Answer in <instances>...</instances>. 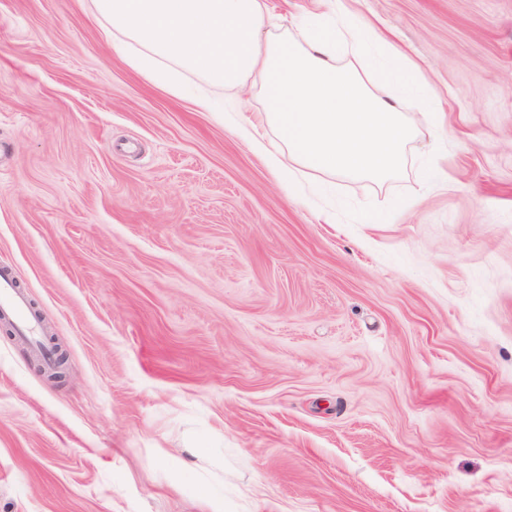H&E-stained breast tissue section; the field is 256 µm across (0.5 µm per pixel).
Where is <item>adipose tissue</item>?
<instances>
[{
	"instance_id": "obj_1",
	"label": "adipose tissue",
	"mask_w": 512,
	"mask_h": 512,
	"mask_svg": "<svg viewBox=\"0 0 512 512\" xmlns=\"http://www.w3.org/2000/svg\"><path fill=\"white\" fill-rule=\"evenodd\" d=\"M140 45L134 66L182 95L184 70L229 89L258 85L265 119L300 167L382 180L418 134L400 94L427 87L406 55L351 18L318 16L289 31L263 0H93Z\"/></svg>"
}]
</instances>
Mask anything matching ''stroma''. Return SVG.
I'll return each instance as SVG.
<instances>
[{"instance_id": "1", "label": "stroma", "mask_w": 512, "mask_h": 512, "mask_svg": "<svg viewBox=\"0 0 512 512\" xmlns=\"http://www.w3.org/2000/svg\"><path fill=\"white\" fill-rule=\"evenodd\" d=\"M342 4L437 124L388 180L292 197L238 131L274 138L257 89L183 73L226 120L91 0H0V269L68 360L0 330V512H512V0Z\"/></svg>"}]
</instances>
